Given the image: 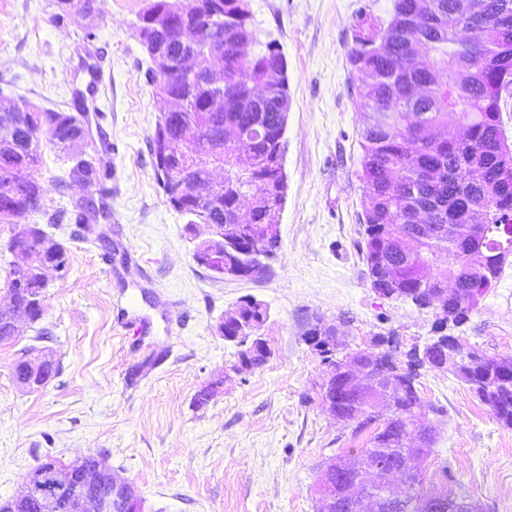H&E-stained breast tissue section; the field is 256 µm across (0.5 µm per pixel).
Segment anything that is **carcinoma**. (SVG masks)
I'll list each match as a JSON object with an SVG mask.
<instances>
[{"label":"carcinoma","mask_w":512,"mask_h":512,"mask_svg":"<svg viewBox=\"0 0 512 512\" xmlns=\"http://www.w3.org/2000/svg\"><path fill=\"white\" fill-rule=\"evenodd\" d=\"M179 0H151L139 15L138 35L146 52H151L148 24L157 15H169ZM470 0H432L429 15L412 16L414 0H394L393 17L383 30L369 29L356 37L351 63L360 74L359 94L371 112L361 134L360 179L370 199L364 223L365 261L371 287L390 299L404 296L423 304L446 284L432 281L429 274L436 259L448 258V272L457 276L465 294L455 297L453 310L460 320L470 314L496 288L512 240H507L503 224L512 218V143L504 136L500 94L512 85V0H481L479 18L486 24L481 43L466 44L459 36ZM182 10L192 19L208 18L207 24L224 29V55L210 61L216 72H224V85L173 84L168 93L185 103V116L197 127H209L222 116L224 131L259 139L251 161L227 153L224 174L230 176L224 192L206 202L224 224L228 256L235 255L240 242L259 243L268 227L263 198H271L282 185L279 180L278 150L282 130L278 110L290 102L285 56L272 44L246 57L233 45L243 38L254 39L248 0H188ZM174 64L191 54V47L173 38L164 49ZM454 62L467 72L460 81L452 76L441 80L440 73ZM265 84L268 98L241 105V98L257 84ZM420 84L428 86L424 96L414 94ZM76 111L65 112L30 102L0 108V176L12 178L10 193L0 192V224L15 225L31 214L49 212L47 191L31 176L42 163L37 133L51 127L57 148L73 147L71 134L80 130L91 112H98L94 100L81 90L74 91ZM461 123L465 135L458 137L453 126ZM177 130V122L162 115L150 138L153 165L162 190L175 211L191 224L197 221L196 199L167 178L181 165V158L160 152L167 136ZM66 176L57 180L58 191L72 183L95 188L99 195H112V165L68 157ZM479 173V179L471 174ZM482 206L488 220L474 231L470 214ZM430 214L427 240L412 237L418 211ZM51 213V212H49ZM97 218V209L86 201L56 210L50 220L56 224H87ZM390 239L402 242L401 250L386 251ZM398 269L384 276L388 266ZM360 357L384 373L389 354L361 351ZM425 364L415 361L403 376L396 410L381 416L374 411L375 392H365L344 400L341 392L329 390L326 398L356 421L355 432L372 429L367 446L359 454L381 456L379 449L392 436L410 444L411 429L425 411L418 378ZM464 382L489 408L502 426L512 428V355L485 358ZM416 499L433 498L439 512H448V502L456 494L427 488L419 481Z\"/></svg>","instance_id":"obj_1"}]
</instances>
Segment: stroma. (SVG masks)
I'll list each match as a JSON object with an SVG mask.
<instances>
[{"mask_svg":"<svg viewBox=\"0 0 512 512\" xmlns=\"http://www.w3.org/2000/svg\"><path fill=\"white\" fill-rule=\"evenodd\" d=\"M146 0H97L89 16L55 20L54 0H0V96L53 107L101 75L98 123L112 145L110 215L83 228L44 227L68 253L49 276L40 320H20L0 342V501L53 456L103 455L114 477L132 482L146 512H318L326 458L365 447L367 433L322 405L327 368L303 341L313 318L346 320L347 350L396 334L424 344L434 313L379 296L362 259L361 219L369 205L359 177L360 133L369 120L350 63L359 28L386 27L393 0H251L260 43L275 42L288 64L284 134L287 193L274 213L281 244L259 278H215L194 258L207 225L186 231L152 164L149 142L169 105L144 78L137 32ZM94 33L86 42V33ZM43 163L33 172L52 208L89 195L57 192L67 157L51 129L37 135ZM266 305L260 330L269 355L239 365V348L217 325L238 302ZM489 357L512 354V257L497 287L458 329ZM31 348L52 349L59 372L38 391L12 367ZM420 395L439 406L423 464L426 486L451 490L481 512H512V428L448 370L424 368ZM206 405L196 398L207 386Z\"/></svg>","mask_w":512,"mask_h":512,"instance_id":"35a3bbf8","label":"stroma"}]
</instances>
